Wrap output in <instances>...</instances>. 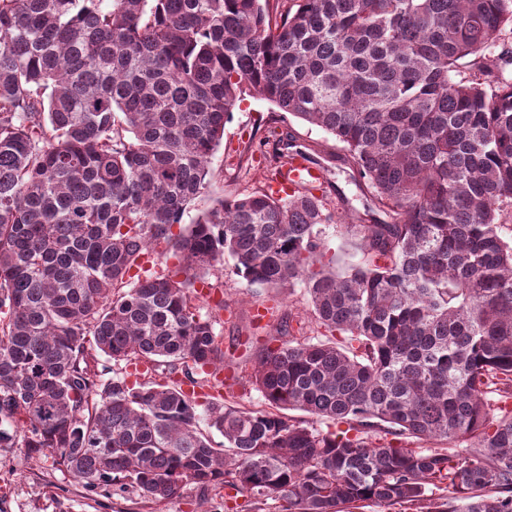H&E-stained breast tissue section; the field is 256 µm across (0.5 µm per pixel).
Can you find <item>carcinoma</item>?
<instances>
[{
  "mask_svg": "<svg viewBox=\"0 0 512 512\" xmlns=\"http://www.w3.org/2000/svg\"><path fill=\"white\" fill-rule=\"evenodd\" d=\"M295 2L274 27L270 0H0V448L158 502L512 512V48L491 51L512 0ZM247 92L352 155L390 218L357 215L359 262L324 269L325 193L260 189L173 232ZM298 156L268 153L278 173ZM158 244L179 268L144 275ZM226 258L250 287L304 285L317 335L288 319L252 382L335 429L216 401L217 448L183 380L102 379L89 335L184 380L224 367L191 301Z\"/></svg>",
  "mask_w": 512,
  "mask_h": 512,
  "instance_id": "carcinoma-1",
  "label": "carcinoma"
}]
</instances>
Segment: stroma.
<instances>
[{
  "label": "stroma",
  "instance_id": "35a3bbf8",
  "mask_svg": "<svg viewBox=\"0 0 512 512\" xmlns=\"http://www.w3.org/2000/svg\"><path fill=\"white\" fill-rule=\"evenodd\" d=\"M292 135L298 148L324 168L325 188L335 212L333 224L324 228V247L336 267L359 260L358 239L346 234L351 212L373 203L366 186L354 177L348 151L335 138L302 120L283 118L278 108L255 97H245L225 125L224 138L211 158L208 184L195 200L193 212H201L218 200L274 188L275 181L264 156L262 142L271 131ZM210 298L194 305L215 320L217 341L224 351V366L236 373L233 387L219 391L225 404L247 410L265 409L266 403L249 380L258 354L255 337L275 335L282 320L309 319L310 302L303 286L250 288L237 276L232 264L210 271L206 278ZM0 512H278L275 502L256 505L248 496L226 510L224 496L212 491L200 497L186 488L176 497L155 504L134 489L108 485L88 491L59 463L57 453L27 457L22 449H0Z\"/></svg>",
  "mask_w": 512,
  "mask_h": 512
}]
</instances>
